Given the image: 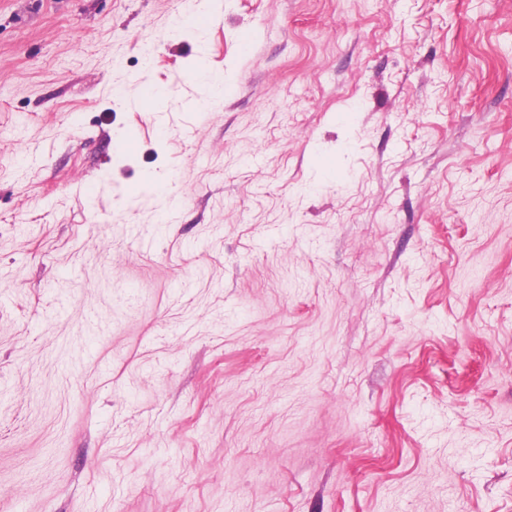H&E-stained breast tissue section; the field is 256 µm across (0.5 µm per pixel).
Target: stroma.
<instances>
[{"label": "stroma", "instance_id": "35a3bbf8", "mask_svg": "<svg viewBox=\"0 0 512 512\" xmlns=\"http://www.w3.org/2000/svg\"><path fill=\"white\" fill-rule=\"evenodd\" d=\"M199 8L0 0V512H512V0Z\"/></svg>", "mask_w": 512, "mask_h": 512}]
</instances>
